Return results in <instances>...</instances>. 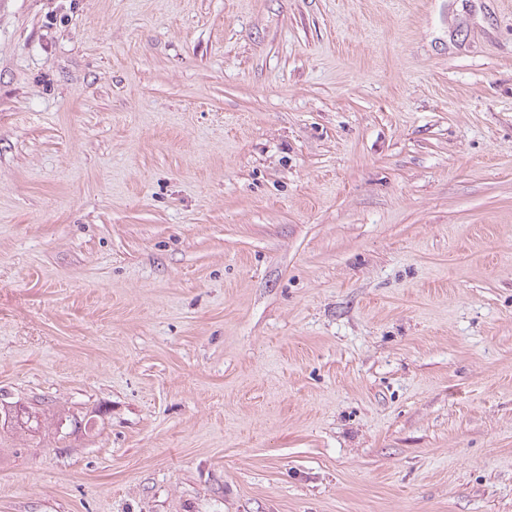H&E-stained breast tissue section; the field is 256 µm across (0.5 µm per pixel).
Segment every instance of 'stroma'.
<instances>
[{
	"mask_svg": "<svg viewBox=\"0 0 512 512\" xmlns=\"http://www.w3.org/2000/svg\"><path fill=\"white\" fill-rule=\"evenodd\" d=\"M0 512H512V0H0Z\"/></svg>",
	"mask_w": 512,
	"mask_h": 512,
	"instance_id": "stroma-1",
	"label": "stroma"
}]
</instances>
